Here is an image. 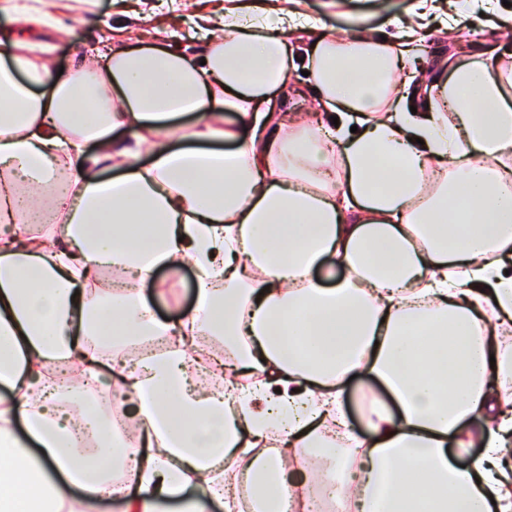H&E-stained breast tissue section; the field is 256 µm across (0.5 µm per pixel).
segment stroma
I'll return each mask as SVG.
<instances>
[{
	"instance_id": "1",
	"label": "stroma",
	"mask_w": 512,
	"mask_h": 512,
	"mask_svg": "<svg viewBox=\"0 0 512 512\" xmlns=\"http://www.w3.org/2000/svg\"><path fill=\"white\" fill-rule=\"evenodd\" d=\"M160 0H43L40 17L22 15L20 22L0 19V37L23 42L34 55L47 59L53 68L71 69L101 37L121 44L139 38L164 44L189 56L201 55L202 41L190 38L196 14L212 11L213 0H191L187 8L161 11ZM413 0H297V10L321 17L327 25L346 29L349 16L363 12L378 33L388 34L389 19L405 14ZM481 15H473L468 28L455 29L425 42L420 52L434 68L449 63L484 61L491 42L480 34Z\"/></svg>"
}]
</instances>
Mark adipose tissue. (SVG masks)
I'll return each mask as SVG.
<instances>
[{
    "label": "adipose tissue",
    "mask_w": 512,
    "mask_h": 512,
    "mask_svg": "<svg viewBox=\"0 0 512 512\" xmlns=\"http://www.w3.org/2000/svg\"><path fill=\"white\" fill-rule=\"evenodd\" d=\"M293 2L224 0L196 23L198 58L134 41L64 76L0 39V512H227L239 468L270 512H288L296 469L357 512H419L424 491L436 512H512V67L492 54L408 73L406 46L427 37L412 15L387 40L361 14L342 33L308 17L316 106L281 111L273 96L297 93ZM224 140L231 154L210 149ZM101 165L118 176L91 177ZM324 264L343 278L322 284ZM187 265L192 308L159 318L153 299ZM112 267L127 285L96 294ZM300 308L311 336L335 314L338 355L289 349L282 322ZM112 312L166 357L112 356ZM218 327L232 363L202 353ZM193 364L240 383L233 403L191 384ZM353 378L390 395L362 401L359 430L343 409ZM88 380L146 421L137 447L98 448L119 457L118 485L80 446L101 426L76 405ZM271 422L282 446L254 457Z\"/></svg>",
    "instance_id": "obj_1"
}]
</instances>
